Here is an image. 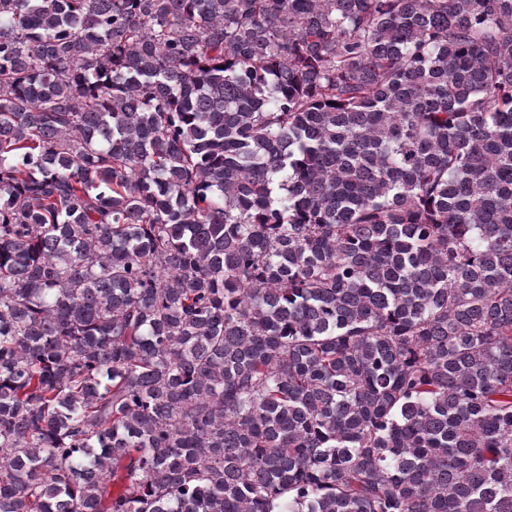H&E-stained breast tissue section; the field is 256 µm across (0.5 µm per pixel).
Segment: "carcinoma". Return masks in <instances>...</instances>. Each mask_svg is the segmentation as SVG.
<instances>
[{
	"label": "carcinoma",
	"instance_id": "1",
	"mask_svg": "<svg viewBox=\"0 0 512 512\" xmlns=\"http://www.w3.org/2000/svg\"><path fill=\"white\" fill-rule=\"evenodd\" d=\"M0 512H512V0H0Z\"/></svg>",
	"mask_w": 512,
	"mask_h": 512
}]
</instances>
